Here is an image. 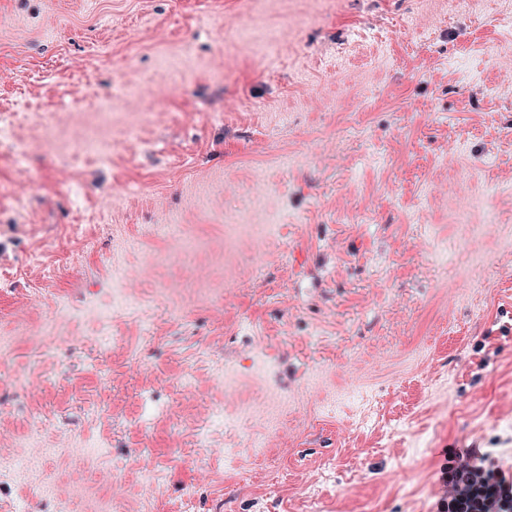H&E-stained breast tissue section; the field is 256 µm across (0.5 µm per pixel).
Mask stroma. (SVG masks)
<instances>
[{"label": "stroma", "instance_id": "stroma-1", "mask_svg": "<svg viewBox=\"0 0 512 512\" xmlns=\"http://www.w3.org/2000/svg\"><path fill=\"white\" fill-rule=\"evenodd\" d=\"M0 118V512L512 472V0H0Z\"/></svg>", "mask_w": 512, "mask_h": 512}]
</instances>
